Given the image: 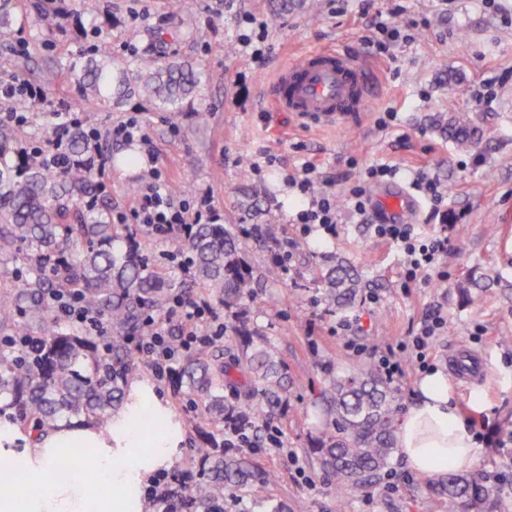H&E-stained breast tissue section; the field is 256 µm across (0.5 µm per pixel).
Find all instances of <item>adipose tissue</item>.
Here are the masks:
<instances>
[{
    "mask_svg": "<svg viewBox=\"0 0 512 512\" xmlns=\"http://www.w3.org/2000/svg\"><path fill=\"white\" fill-rule=\"evenodd\" d=\"M417 396L398 424V446L409 467L420 474L444 475L469 466L478 442L457 415L455 395L443 371L425 373ZM96 445L97 460L86 466L73 450ZM171 436L132 431L127 412L110 421L108 432L93 426H64L35 440L22 453L24 470L12 484H0V512H139L135 491L151 471L168 466ZM65 478H57L61 459Z\"/></svg>",
    "mask_w": 512,
    "mask_h": 512,
    "instance_id": "adipose-tissue-1",
    "label": "adipose tissue"
}]
</instances>
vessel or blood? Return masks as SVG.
I'll return each instance as SVG.
<instances>
[{
	"label": "vessel or blood",
	"instance_id": "vessel-or-blood-1",
	"mask_svg": "<svg viewBox=\"0 0 512 512\" xmlns=\"http://www.w3.org/2000/svg\"><path fill=\"white\" fill-rule=\"evenodd\" d=\"M375 91L374 72L355 55L334 47L313 48L281 68L266 101L274 111L328 125L364 112ZM417 209V201L404 192L382 199L376 212L388 221Z\"/></svg>",
	"mask_w": 512,
	"mask_h": 512
}]
</instances>
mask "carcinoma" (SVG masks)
<instances>
[{
	"label": "carcinoma",
	"instance_id": "obj_1",
	"mask_svg": "<svg viewBox=\"0 0 512 512\" xmlns=\"http://www.w3.org/2000/svg\"><path fill=\"white\" fill-rule=\"evenodd\" d=\"M42 27L51 32L61 17L36 3ZM21 20L19 0H0V42H10ZM186 34L157 27L148 33L140 57L128 61L103 51L65 65V76L76 88L73 107L109 111L137 96L152 112L175 121L185 103L198 95L204 66L172 44ZM448 138L471 148L479 129L462 116L445 123ZM44 142L61 136L69 164L54 168L17 148V132L0 127V271L20 261L29 274L8 292H0V402L12 410L9 424L41 438L72 418L91 420L107 430L112 411L126 401L133 357L118 340L140 331V311L160 314L173 294L184 299L199 290L218 304L237 305L254 298L253 277L241 260L237 235L222 224H190L171 235L178 253L191 263L190 281L174 278V266L131 247L137 229L115 224L112 199L102 195L100 173L87 146L84 129L62 132L54 121L39 126ZM55 254L60 263L46 270L36 261ZM324 299L346 304L355 294L352 274L338 267L324 278ZM67 292L104 318L115 342L102 348L96 338L77 327H63L54 314V299ZM242 347L225 349L223 360L189 359L181 384L212 423L241 419L256 426L284 402V365L262 337L235 330ZM230 390L244 402L240 407L224 395ZM322 399L330 424L313 441L312 451L339 493L371 483L384 471L396 444V405L392 388L370 372L358 370L330 380ZM130 423L137 429L169 426L167 417L154 418L143 405L130 404ZM203 478L184 474L172 492L175 507L186 512H224L228 493H266L268 476L234 452L214 454L199 449ZM430 492L448 512H494L495 492L482 477L452 471L428 483Z\"/></svg>",
	"mask_w": 512,
	"mask_h": 512
}]
</instances>
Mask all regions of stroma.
<instances>
[{
  "label": "stroma",
  "instance_id": "obj_1",
  "mask_svg": "<svg viewBox=\"0 0 512 512\" xmlns=\"http://www.w3.org/2000/svg\"><path fill=\"white\" fill-rule=\"evenodd\" d=\"M35 0H21L22 25L15 40L0 45V77L12 75L45 88L70 103L73 87L58 68L60 58L96 51L127 56L142 41H129V15L143 12V26L172 27L176 21L165 0H99L101 25L47 35L37 22ZM415 23L413 38L396 48L399 77H385L384 89L366 112L346 124L299 122L263 103L275 74L300 49L335 46L369 59L374 13L387 0H193V36L181 49L203 63L209 73L201 94L186 106L178 122L167 114L145 111L137 98L109 112H87L84 128L100 131L137 117L159 154L170 181L209 189L219 221L234 229L243 260L258 284L257 301L213 310L226 326L210 344L193 346L191 355H213L227 345L238 323L265 336L285 364L288 405L271 422L283 433L306 473L298 478L286 458L249 454V461L273 476L267 500L239 491L225 501L224 512H268L270 503L287 512H446L424 480L402 457L371 484L337 497L311 451V442L328 417L319 393L328 379L358 368L375 369V352L416 330L428 311L441 310L447 326L429 364L449 370L457 345L485 363V376L455 382L462 417L483 416L492 441L481 444L471 471L489 477L499 490L502 512H512V0H407ZM268 24L267 58L255 67L237 45L244 15ZM490 90L488 103L476 100ZM393 107L394 126L378 127V110ZM455 113L483 132L471 151L458 149L437 127L438 117ZM272 162L262 174L251 164L259 155ZM306 159L318 165L324 189L343 195L364 170L376 163L397 166L395 185L407 187L421 162L448 188L444 218L454 224L452 246L442 267L447 279L429 274L426 282L401 285L402 256L394 246L372 237L368 225L347 221L336 236L319 233L289 249L294 228L289 219L299 198L289 193L285 175ZM421 205L415 222L421 233L444 220ZM291 251L288 271L266 275L274 253ZM493 260L500 283L463 294L472 269ZM355 274L353 302L343 308L325 305L321 277L335 265ZM377 303H369V296ZM347 323L346 336L364 352H347L332 330ZM130 383L143 384L159 397L177 424L173 471H191L202 435L217 436L215 425L191 427L195 408L176 382L156 378L144 358H136Z\"/></svg>",
  "mask_w": 512,
  "mask_h": 512
}]
</instances>
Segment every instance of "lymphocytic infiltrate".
Returning <instances> with one entry per match:
<instances>
[{
	"label": "lymphocytic infiltrate",
	"mask_w": 512,
	"mask_h": 512,
	"mask_svg": "<svg viewBox=\"0 0 512 512\" xmlns=\"http://www.w3.org/2000/svg\"><path fill=\"white\" fill-rule=\"evenodd\" d=\"M407 11L402 0H390L386 16L374 22L376 34L368 42L373 55L385 58L391 46L399 41H408L406 27L399 18ZM31 105L60 119L62 125L79 124L77 112L65 111L59 102L49 97L37 85L17 77L0 79V124L19 127L25 124L23 105ZM113 142H140L144 147L150 167L143 185L128 211L121 214L124 224H140L154 230L157 236H164L166 229L176 225L212 224L216 215L209 190L193 189L192 203L175 201L169 190V182L163 175L159 160L142 128L135 120L113 125L110 131ZM317 165L303 161L295 174L288 179L290 188L296 189L307 199L308 206L297 214L301 237H309L313 229H322L328 235H335L342 212L351 217H364L370 207L369 186L373 183L393 179L397 169L388 164H378L365 170L362 177L347 190L344 203H337L334 194L316 189ZM373 236L398 247L403 255L402 285L410 287L421 282L428 271L439 268L451 244L447 225H439L432 233L421 235L410 224L372 223ZM213 308L208 300L187 303L173 298L165 316L145 314L142 330L136 341L135 350L147 358L158 376L172 377L180 352L191 349L193 344L210 343L212 337L223 335V325L209 322ZM178 321L181 337L172 341L168 327L171 321ZM446 327V320L440 311L433 310L421 320L411 336L405 337L396 346L386 348L378 360V368L386 380H402L408 371L424 368L426 358L436 340Z\"/></svg>",
	"instance_id": "obj_1"
}]
</instances>
